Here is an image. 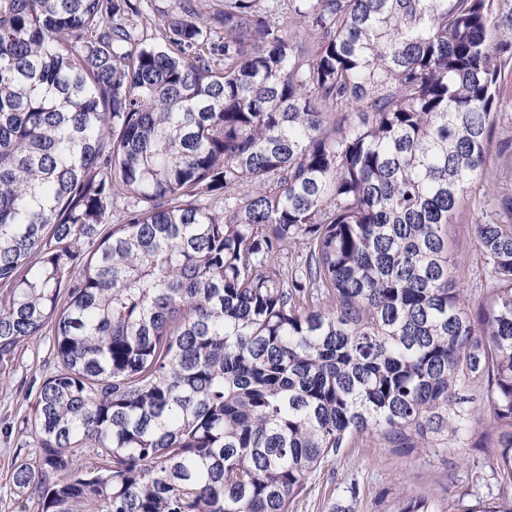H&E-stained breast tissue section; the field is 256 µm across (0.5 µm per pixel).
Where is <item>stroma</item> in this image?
<instances>
[{"instance_id": "1", "label": "stroma", "mask_w": 512, "mask_h": 512, "mask_svg": "<svg viewBox=\"0 0 512 512\" xmlns=\"http://www.w3.org/2000/svg\"><path fill=\"white\" fill-rule=\"evenodd\" d=\"M140 18L147 30L157 23L181 14L191 6L206 20H213L224 7V0H139ZM512 141V75L500 88V115L490 146L486 181L476 183L454 212L448 226L450 252L459 261L458 279L466 290L471 307L485 299L475 274L477 256L471 233L472 224L489 219L499 196H512V152L502 151L501 143ZM53 369L49 336L21 346L0 376V512H38L35 498L15 493L11 474L16 463L29 453L21 421L30 411L40 383ZM489 414L475 410L473 433L462 445L429 448H394L379 438L331 456L313 472L304 490L291 505V512H334L337 505L352 504L353 512H400L405 498L426 497L440 505H451L462 490L473 489L486 502H493V489L473 485L474 466L490 458L493 437L487 436ZM356 496H349V487Z\"/></svg>"}]
</instances>
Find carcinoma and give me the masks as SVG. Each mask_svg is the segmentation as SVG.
Listing matches in <instances>:
<instances>
[{
    "instance_id": "cac0c4a2",
    "label": "carcinoma",
    "mask_w": 512,
    "mask_h": 512,
    "mask_svg": "<svg viewBox=\"0 0 512 512\" xmlns=\"http://www.w3.org/2000/svg\"><path fill=\"white\" fill-rule=\"evenodd\" d=\"M0 0V361L51 330L13 487L39 512H290L357 435L462 443L512 512V199L486 178L512 12L490 0ZM355 110L360 121L336 129ZM89 449L99 465L76 461ZM399 512H442L411 499ZM141 5V15L136 18L137 23H146L144 31L148 34L158 30L155 23H163L171 16L182 13V7L190 6L198 13L203 14L204 18L213 25L212 31H219L218 26L214 25V17L219 10H224V0H139ZM186 2V4H185ZM147 28V29H146ZM500 111L490 146L489 171L486 181L478 182L467 193L454 212L448 226L450 252L459 261L458 279L465 288L470 307L476 309L485 299L475 274L477 256L471 225L489 220L495 200L512 196V150L501 152L500 145L512 141V75L506 76L500 88ZM484 204V206H483Z\"/></svg>"
}]
</instances>
